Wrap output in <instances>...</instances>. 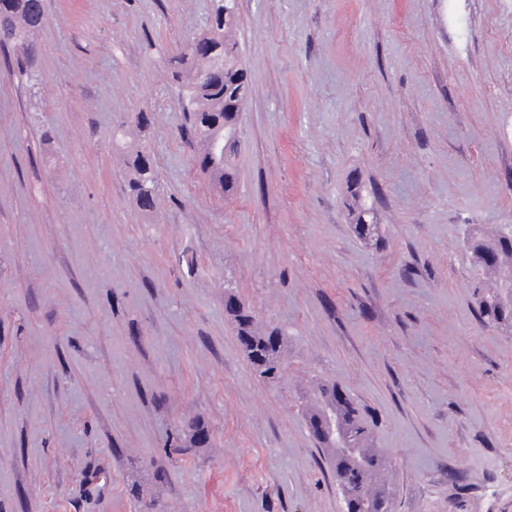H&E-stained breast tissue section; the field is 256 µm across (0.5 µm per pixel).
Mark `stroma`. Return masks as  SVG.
Returning a JSON list of instances; mask_svg holds the SVG:
<instances>
[{"label": "stroma", "mask_w": 512, "mask_h": 512, "mask_svg": "<svg viewBox=\"0 0 512 512\" xmlns=\"http://www.w3.org/2000/svg\"><path fill=\"white\" fill-rule=\"evenodd\" d=\"M238 7L229 195L171 63L211 0H45L32 73L0 58V512H338L302 411L325 380L395 512H512V328L480 319L465 248L512 225V0ZM230 294L285 331L277 384ZM128 167L130 168L131 175L128 181V189L135 197L136 201L142 205V207L146 208L143 203V194L145 192H150L152 198L150 200H146L148 202V207L151 206L153 194L157 193V177L155 170L150 163V161L142 155V153H136L129 157L127 161ZM227 312L231 315L235 323L237 334L241 340L249 343L253 350L257 353V358L267 356V351L263 347V339L268 331L261 332L255 324V318L252 316L243 305L235 300H228L226 303Z\"/></svg>", "instance_id": "stroma-1"}]
</instances>
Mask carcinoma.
Segmentation results:
<instances>
[{
    "instance_id": "cac0c4a2",
    "label": "carcinoma",
    "mask_w": 512,
    "mask_h": 512,
    "mask_svg": "<svg viewBox=\"0 0 512 512\" xmlns=\"http://www.w3.org/2000/svg\"><path fill=\"white\" fill-rule=\"evenodd\" d=\"M0 18L17 26L19 38L14 50H20L24 62L32 66L35 49L32 35L43 29L46 17L38 0H0ZM238 24L237 0H214L209 17V37L195 49H187L178 64L191 62L194 74L180 85L184 111L188 112L187 133L195 137V119L198 112H213L220 124L213 130L223 146L224 156L214 157L208 153L207 143L198 156L200 170L208 174L221 188L229 193L235 188V172L232 159L240 146L239 117L246 100L249 81L241 62L234 31ZM131 175L128 189L139 202L143 194L157 192L155 170L150 161L140 153L127 161ZM372 206L362 202L354 215L356 232L361 236L373 233L375 225L370 222ZM476 268L486 271L497 268L504 259L512 260V227L492 237L472 235L467 245ZM227 312L235 323L240 339L249 343L257 352V358L267 355L263 339L267 332L258 330L255 318L243 305L235 300L226 303ZM479 309L488 321L512 327V274L504 275L499 284L479 297ZM337 384L326 381L317 386L306 408V420L310 427L335 416L346 428V439L342 446L329 440H316L318 447L326 451L328 461L336 477L346 483V489L355 502L358 512H370L379 495L390 496L385 475L391 463L373 445V432L360 406L352 399L336 398Z\"/></svg>"
}]
</instances>
